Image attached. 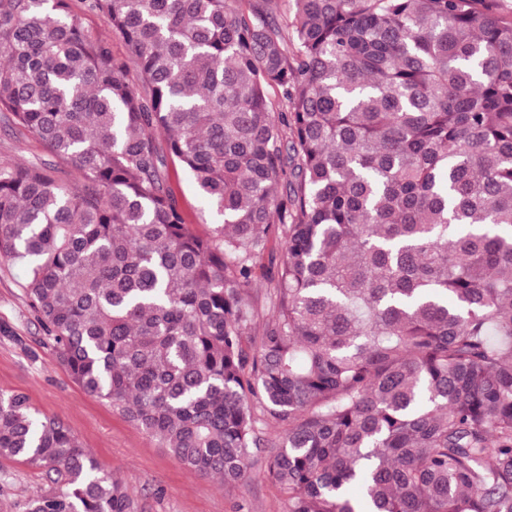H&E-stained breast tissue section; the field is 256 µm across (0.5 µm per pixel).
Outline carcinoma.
I'll use <instances>...</instances> for the list:
<instances>
[{"instance_id":"obj_1","label":"carcinoma","mask_w":512,"mask_h":512,"mask_svg":"<svg viewBox=\"0 0 512 512\" xmlns=\"http://www.w3.org/2000/svg\"><path fill=\"white\" fill-rule=\"evenodd\" d=\"M0 112L79 174L0 163V258L88 394L226 488L271 448L288 512H512L500 0H0ZM2 457L23 512H138L21 393ZM173 187L183 204L188 224H193L197 230H204L217 222L212 211L197 194L194 183L186 173L178 171V178L174 181ZM49 484L42 471L0 458V512H22V504Z\"/></svg>"}]
</instances>
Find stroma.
<instances>
[{"label": "stroma", "instance_id": "35a3bbf8", "mask_svg": "<svg viewBox=\"0 0 512 512\" xmlns=\"http://www.w3.org/2000/svg\"><path fill=\"white\" fill-rule=\"evenodd\" d=\"M44 146L0 117V162L39 165ZM173 187L188 223L204 230L212 211L186 173ZM26 274L0 261V392L25 394L40 416L62 419L105 469L135 497L140 512H287L279 487L266 479L267 455L254 457L250 474L232 488L185 469L158 442L106 401L85 393L58 364L24 292ZM45 474L0 458V512H22L23 503L48 489Z\"/></svg>", "mask_w": 512, "mask_h": 512}]
</instances>
